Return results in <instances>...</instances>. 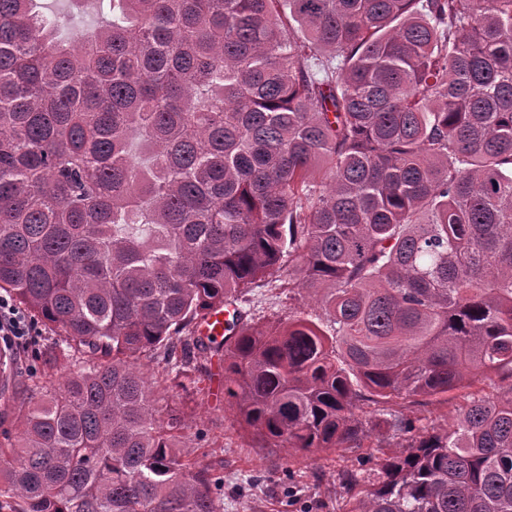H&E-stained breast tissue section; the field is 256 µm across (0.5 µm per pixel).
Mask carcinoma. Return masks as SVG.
<instances>
[{"instance_id": "1", "label": "carcinoma", "mask_w": 512, "mask_h": 512, "mask_svg": "<svg viewBox=\"0 0 512 512\" xmlns=\"http://www.w3.org/2000/svg\"><path fill=\"white\" fill-rule=\"evenodd\" d=\"M35 5L0 0V290L56 338L0 348V512H223L156 350L183 389L224 352L263 448L403 435L348 512H512V0H110L72 43ZM273 281L308 308L261 326ZM466 391H456L450 396H454L452 401L447 403H439L435 399L427 400L424 405L418 406H405L395 407L396 410L402 412L404 417L411 418L413 420L420 419L421 421L416 422V425L427 426L434 424L436 426L445 427L454 415L455 406L463 402V395Z\"/></svg>"}]
</instances>
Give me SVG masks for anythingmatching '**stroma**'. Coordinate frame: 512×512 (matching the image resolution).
<instances>
[{
  "mask_svg": "<svg viewBox=\"0 0 512 512\" xmlns=\"http://www.w3.org/2000/svg\"><path fill=\"white\" fill-rule=\"evenodd\" d=\"M45 14L69 18L64 37L96 27L103 15L93 6L74 9L69 0H38ZM164 405L186 427L181 444L197 466L223 476L224 512H345L347 494L339 482L343 470L359 458H375L376 448L287 455L279 448L257 447L233 422L224 400V363L212 359L195 387L159 385Z\"/></svg>",
  "mask_w": 512,
  "mask_h": 512,
  "instance_id": "35a3bbf8",
  "label": "stroma"
}]
</instances>
